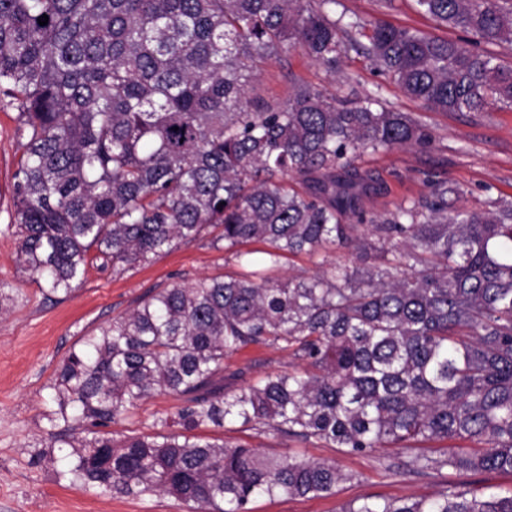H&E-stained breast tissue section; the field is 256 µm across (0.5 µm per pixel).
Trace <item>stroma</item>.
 Segmentation results:
<instances>
[{"instance_id": "obj_1", "label": "stroma", "mask_w": 512, "mask_h": 512, "mask_svg": "<svg viewBox=\"0 0 512 512\" xmlns=\"http://www.w3.org/2000/svg\"><path fill=\"white\" fill-rule=\"evenodd\" d=\"M336 10L354 19L408 27L442 39L457 41L465 36L462 29L439 25L419 13L414 0H396L391 10L381 8L377 0H338ZM297 80L327 86L340 97L380 93L388 107L417 116L434 135L427 148L395 149L356 159L358 168L373 172L384 186L382 193L364 198L366 216L381 215L403 201L427 195L425 179L430 173L460 187V194L448 197L452 207L478 209L491 197L512 200V108L463 113L429 109L406 97L377 74L363 54L353 51L331 77L300 50L282 49L258 64L254 95L285 101ZM17 115L0 101V512H188L173 496L112 493L74 474L72 448L50 440L58 431L51 420L57 408V374L84 338L133 309L150 290L201 277L220 279L237 272L239 265L204 236L134 268L90 264L70 294L46 295L18 258L13 196L23 139ZM294 364L289 351L248 346L225 358L224 390L234 392ZM180 405L176 396L153 395L108 431L117 439L152 434L155 417L173 414ZM201 434L270 455L333 460L347 475L331 496H262L252 501L251 512H342L347 504L366 497L426 499L450 478L444 470L402 474L408 453L397 448L349 454L315 440L238 424L221 432L205 428Z\"/></svg>"}]
</instances>
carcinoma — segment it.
Here are the masks:
<instances>
[{"mask_svg": "<svg viewBox=\"0 0 512 512\" xmlns=\"http://www.w3.org/2000/svg\"><path fill=\"white\" fill-rule=\"evenodd\" d=\"M336 0H0V94L26 138L14 225L25 269L69 293L87 255L134 267L197 240L236 259L348 248L311 275L229 278L153 290L87 337L57 377L53 419L76 438L80 478L158 492L190 512H250L260 495L327 497L331 460L267 456L194 431L239 422L348 453L446 450L405 472L512 474V201L448 206V181L365 224L376 190L352 161L429 147L433 134L379 97L298 81L281 104L247 107L256 63L288 45L329 72L351 49L408 97L443 112L512 107V0H415L463 45L325 9ZM48 16L42 26L38 19ZM306 186L300 192L293 183ZM249 344L301 364L227 395L224 358ZM155 393L182 406L152 435L102 433ZM343 512H512V494L448 483L429 499L367 497Z\"/></svg>", "mask_w": 512, "mask_h": 512, "instance_id": "1", "label": "carcinoma"}]
</instances>
